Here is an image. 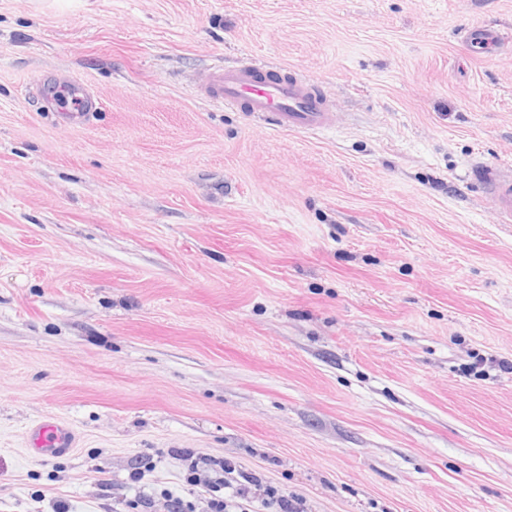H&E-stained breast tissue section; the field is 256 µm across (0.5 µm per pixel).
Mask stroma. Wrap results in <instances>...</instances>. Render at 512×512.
Masks as SVG:
<instances>
[{
    "mask_svg": "<svg viewBox=\"0 0 512 512\" xmlns=\"http://www.w3.org/2000/svg\"><path fill=\"white\" fill-rule=\"evenodd\" d=\"M477 25L512 0H0V512L187 496L181 448L307 512H512V224L466 179L512 167V39ZM243 59L335 126L211 104ZM48 418L68 454L27 451ZM504 35V33L491 30L484 25L474 26L466 31L465 43L469 48L478 50L477 53H484V50L491 49V47L508 39V36L504 37Z\"/></svg>",
    "mask_w": 512,
    "mask_h": 512,
    "instance_id": "1",
    "label": "stroma"
}]
</instances>
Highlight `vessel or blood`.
Listing matches in <instances>:
<instances>
[{
	"label": "vessel or blood",
	"instance_id": "vessel-or-blood-1",
	"mask_svg": "<svg viewBox=\"0 0 512 512\" xmlns=\"http://www.w3.org/2000/svg\"><path fill=\"white\" fill-rule=\"evenodd\" d=\"M503 39L502 32L485 26L469 28L465 34L466 45L478 51L491 49ZM203 92L214 104L241 108L279 129L323 130L332 128L336 120L333 105L312 79L298 73L280 74L260 60L213 66ZM470 174L490 197L497 223L512 224V172L476 160ZM29 437L32 448L48 457L74 445L72 431L57 419L33 425Z\"/></svg>",
	"mask_w": 512,
	"mask_h": 512
}]
</instances>
